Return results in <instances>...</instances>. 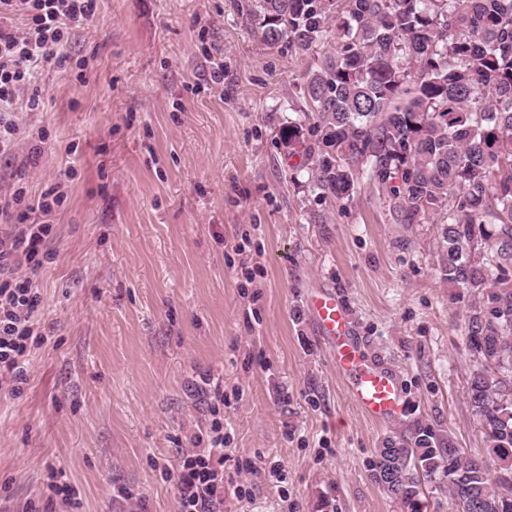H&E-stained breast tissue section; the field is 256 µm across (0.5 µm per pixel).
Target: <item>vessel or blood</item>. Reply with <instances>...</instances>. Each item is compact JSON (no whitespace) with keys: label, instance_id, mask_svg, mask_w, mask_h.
<instances>
[{"label":"vessel or blood","instance_id":"obj_1","mask_svg":"<svg viewBox=\"0 0 512 512\" xmlns=\"http://www.w3.org/2000/svg\"><path fill=\"white\" fill-rule=\"evenodd\" d=\"M305 305L329 352L337 374L347 383L349 399L370 420H394L402 409V388L393 372L366 357L352 336L345 303L333 289H319Z\"/></svg>","mask_w":512,"mask_h":512}]
</instances>
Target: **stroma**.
I'll return each mask as SVG.
<instances>
[{
  "label": "stroma",
  "instance_id": "stroma-1",
  "mask_svg": "<svg viewBox=\"0 0 512 512\" xmlns=\"http://www.w3.org/2000/svg\"><path fill=\"white\" fill-rule=\"evenodd\" d=\"M257 5L97 0L70 63L38 71V107L17 105L0 195L19 181L30 201L55 185L66 200L24 392L0 393V512L44 502L52 470L76 500L52 512H177L164 471L209 430L215 383L224 476L250 490L224 512H405L370 462L423 426L487 456L467 399L468 301L440 276L439 225L394 223L365 185L346 204L316 196L280 138L316 59L268 45ZM318 288L342 295L357 341L397 375V420L349 400L304 306ZM268 457L287 490L246 471Z\"/></svg>",
  "mask_w": 512,
  "mask_h": 512
}]
</instances>
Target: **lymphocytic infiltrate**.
Instances as JSON below:
<instances>
[{
	"mask_svg": "<svg viewBox=\"0 0 512 512\" xmlns=\"http://www.w3.org/2000/svg\"><path fill=\"white\" fill-rule=\"evenodd\" d=\"M96 0H0V20L21 16L24 32L0 23V110L15 102L31 85L39 67L61 66L70 31L90 24ZM64 202L51 191L32 204L25 187L0 196V389L19 396L26 382V360L39 334L38 290L33 278L48 254L43 246L52 232L46 218ZM214 420L206 435L197 436L190 450L181 453L174 470L178 512H224L225 495L240 498L244 486L224 485V391H213Z\"/></svg>",
	"mask_w": 512,
	"mask_h": 512,
	"instance_id": "obj_1",
	"label": "lymphocytic infiltrate"
}]
</instances>
